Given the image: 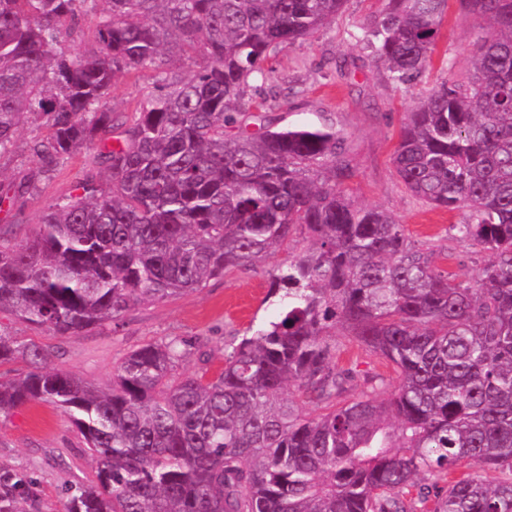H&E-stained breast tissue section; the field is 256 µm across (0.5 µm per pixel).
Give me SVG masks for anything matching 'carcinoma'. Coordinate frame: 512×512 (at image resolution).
Instances as JSON below:
<instances>
[{
  "instance_id": "obj_1",
  "label": "carcinoma",
  "mask_w": 512,
  "mask_h": 512,
  "mask_svg": "<svg viewBox=\"0 0 512 512\" xmlns=\"http://www.w3.org/2000/svg\"><path fill=\"white\" fill-rule=\"evenodd\" d=\"M344 2L0 0V155L30 120L48 129L30 147L40 173L115 139L106 183L84 178L26 243L0 241V311L76 336L307 241L268 272L277 318L235 338L213 375L178 372L196 343L172 337L131 351L99 390L0 335V367L30 365L0 372V413L62 410L95 468L66 512H512V0H457L491 29L466 76L405 113L391 158L411 195L462 214L448 236L487 255L467 279L354 202L336 129L244 121L269 61ZM447 10L387 0L357 41L407 85ZM174 58L196 70L164 75ZM146 66L155 82L122 120L105 100ZM29 186L0 184V211ZM339 331L392 366L388 397L384 377L338 365ZM25 484L0 479V512H23Z\"/></svg>"
}]
</instances>
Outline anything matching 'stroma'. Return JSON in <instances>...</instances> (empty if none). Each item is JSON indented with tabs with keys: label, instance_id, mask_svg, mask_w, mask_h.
I'll return each instance as SVG.
<instances>
[{
	"label": "stroma",
	"instance_id": "stroma-1",
	"mask_svg": "<svg viewBox=\"0 0 512 512\" xmlns=\"http://www.w3.org/2000/svg\"><path fill=\"white\" fill-rule=\"evenodd\" d=\"M384 7V0H346L343 13L321 32L279 51L272 61L278 92L274 123L280 128L299 124L335 128L352 162L353 174L344 186L353 198L393 213L413 239L425 241L437 256L446 257L449 270L464 277L475 263L484 262V254L449 238L446 229L458 221V213L431 208L412 197L398 182L391 157L404 112L440 82L454 80L465 70L475 49L478 22L451 0L431 69L412 86H399L356 41L361 25ZM154 76V69L147 67L118 77L109 106L118 112L133 110ZM44 133L38 122L25 124L12 152L0 156L1 182L36 177L34 186L19 198L14 214L0 212V238L12 244L30 239L46 208L72 193L85 174L100 180L107 177L98 142L54 170L36 175L30 146ZM288 255L283 249L267 266L213 278L203 288L175 298L133 304L118 321L77 336L48 333L3 311L0 334L49 348L50 367L102 389L111 385L114 370L128 352L175 336L200 343L199 351L183 363V371L194 372L204 364L215 369L224 362V343L231 335L277 317L278 306L268 297V270ZM4 473H24L34 480L33 495L23 504L25 512H63L66 487L95 478L71 419L46 404L0 414V474Z\"/></svg>",
	"mask_w": 512,
	"mask_h": 512
}]
</instances>
